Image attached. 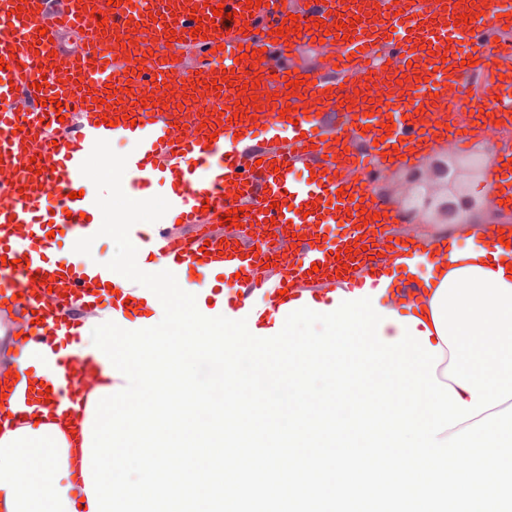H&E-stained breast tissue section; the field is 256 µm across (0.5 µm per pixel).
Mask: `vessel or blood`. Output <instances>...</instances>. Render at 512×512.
I'll list each match as a JSON object with an SVG mask.
<instances>
[{"label":"vessel or blood","mask_w":512,"mask_h":512,"mask_svg":"<svg viewBox=\"0 0 512 512\" xmlns=\"http://www.w3.org/2000/svg\"><path fill=\"white\" fill-rule=\"evenodd\" d=\"M377 2L368 16L356 0H0V302L15 318L22 370L0 427L31 403L75 405L70 388H46L31 370L78 341L77 306L111 303L113 322L138 330L157 301L89 256H55L51 230L65 227L72 245L102 224L80 172L96 140L136 143L124 190H166L170 208L142 244L146 272L171 271L183 288L206 283L214 296L234 289L224 308L233 320L247 318L258 293L277 309L335 274L364 287L362 268L381 254L447 255L440 240H393L398 212L352 173L367 155L386 168L397 154L414 160L422 141L456 146L475 129L512 128V45L489 48L479 29L512 28V0ZM66 31L81 32L80 44L65 47ZM314 39L321 62L291 67L295 48ZM383 40L386 67L376 60ZM477 73L490 89L470 97L466 123L452 96ZM511 158L505 141L489 161L499 201L512 199ZM233 208L237 225L221 226ZM336 223L338 236L327 231Z\"/></svg>","instance_id":"1"}]
</instances>
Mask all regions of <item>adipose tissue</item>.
<instances>
[{"label": "adipose tissue", "mask_w": 512, "mask_h": 512, "mask_svg": "<svg viewBox=\"0 0 512 512\" xmlns=\"http://www.w3.org/2000/svg\"><path fill=\"white\" fill-rule=\"evenodd\" d=\"M480 232L474 225L448 238V258L427 261L424 269L405 267L403 260L386 259L379 273L389 284L379 306L399 316L417 318V331H429V342L438 345L433 333L431 301L444 278L471 266L503 268L505 282L512 285V229H505V244L487 253L476 243ZM419 282L416 299L400 301L399 275ZM86 414L70 415L63 408H37L15 425L0 432V512H90L81 505L85 495L83 434Z\"/></svg>", "instance_id": "1"}]
</instances>
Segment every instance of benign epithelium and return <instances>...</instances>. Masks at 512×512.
<instances>
[{
	"label": "benign epithelium",
	"mask_w": 512,
	"mask_h": 512,
	"mask_svg": "<svg viewBox=\"0 0 512 512\" xmlns=\"http://www.w3.org/2000/svg\"><path fill=\"white\" fill-rule=\"evenodd\" d=\"M457 175L444 164H436L429 175L417 179L406 193L413 199V206L405 211L402 219L412 223V216L421 212L433 214L439 223L446 224L455 216L474 207V201L456 182Z\"/></svg>",
	"instance_id": "obj_1"
}]
</instances>
